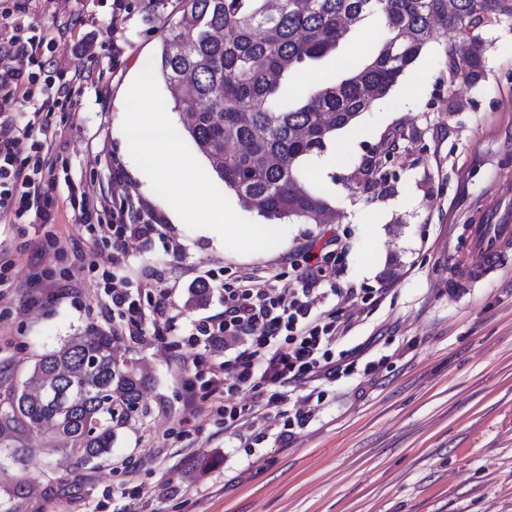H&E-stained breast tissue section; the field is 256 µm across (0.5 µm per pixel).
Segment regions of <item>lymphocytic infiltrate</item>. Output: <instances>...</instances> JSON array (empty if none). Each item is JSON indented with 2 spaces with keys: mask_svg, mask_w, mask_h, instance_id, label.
Masks as SVG:
<instances>
[{
  "mask_svg": "<svg viewBox=\"0 0 512 512\" xmlns=\"http://www.w3.org/2000/svg\"><path fill=\"white\" fill-rule=\"evenodd\" d=\"M30 0H6L0 18L7 21L9 36L0 37V222L51 224L55 214L48 201L55 189L56 130L35 126L24 110L36 104L41 112L72 113L89 72L84 64L57 65L53 52L57 38L26 24ZM72 209L82 222L108 213L107 225L121 247H129L154 229L147 221H134L129 210H105L87 193L71 194ZM349 243L333 236L321 245L306 246L304 268L297 285L289 290L252 275L224 286V310L202 324L199 335L206 345L222 344L224 360L210 364L205 382L210 394L261 388L259 401L240 407L224 401L226 433H236L242 422L280 421V439H292L309 425L312 403L323 400L320 385L351 376L356 370L372 373L376 361L356 346L337 350L352 324L339 320L335 310L319 311L317 300L334 296L344 304L359 299L357 289L336 285L338 263Z\"/></svg>",
  "mask_w": 512,
  "mask_h": 512,
  "instance_id": "f902f5d3",
  "label": "lymphocytic infiltrate"
}]
</instances>
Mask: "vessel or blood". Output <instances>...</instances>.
Returning <instances> with one entry per match:
<instances>
[{
  "instance_id": "obj_1",
  "label": "vessel or blood",
  "mask_w": 512,
  "mask_h": 512,
  "mask_svg": "<svg viewBox=\"0 0 512 512\" xmlns=\"http://www.w3.org/2000/svg\"><path fill=\"white\" fill-rule=\"evenodd\" d=\"M512 259V211L493 204L465 227L464 259L454 276L456 287H475Z\"/></svg>"
}]
</instances>
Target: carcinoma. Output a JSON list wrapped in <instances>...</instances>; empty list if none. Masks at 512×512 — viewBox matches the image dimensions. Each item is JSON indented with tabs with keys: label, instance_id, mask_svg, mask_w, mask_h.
<instances>
[{
	"label": "carcinoma",
	"instance_id": "carcinoma-1",
	"mask_svg": "<svg viewBox=\"0 0 512 512\" xmlns=\"http://www.w3.org/2000/svg\"><path fill=\"white\" fill-rule=\"evenodd\" d=\"M154 74L190 114L184 134L223 187L266 219L318 223L328 203L306 184L301 161L386 97L434 38L469 41L445 50L450 79L483 76L485 22H512V0H176ZM378 13L386 36L368 62L331 85L296 91L291 75L336 50L351 28ZM114 336H70L42 354L22 387L0 403V434L55 427L61 461L89 465L112 451L144 406L147 377L115 354ZM77 374L80 401L47 396L56 372Z\"/></svg>",
	"mask_w": 512,
	"mask_h": 512
}]
</instances>
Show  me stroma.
I'll return each mask as SVG.
<instances>
[{"label": "stroma", "mask_w": 512, "mask_h": 512, "mask_svg": "<svg viewBox=\"0 0 512 512\" xmlns=\"http://www.w3.org/2000/svg\"><path fill=\"white\" fill-rule=\"evenodd\" d=\"M29 22L45 33L71 22L117 41L123 60L103 51L88 60L79 113L39 114L60 128L57 219L1 224L0 254L15 265L0 285V400L21 387L37 356L68 336L98 328L144 368L148 415L118 436L95 467L63 465L50 439L15 432L0 444L22 449L0 458V512H512V269L476 288H449L464 227L512 185V22L482 26L485 71L477 83L449 80L445 41L433 39L383 99L327 145L329 180L307 183L335 212L328 224L282 221L285 244L240 254L216 232L173 223L167 202L132 159L122 123L126 87L160 50L169 11L131 0L112 17L107 0H32ZM386 33L380 15L354 27L335 54L308 63L311 83L332 82L363 63ZM399 132L385 181L366 182L363 166ZM79 186L104 205L125 200L152 215L146 242L116 248L111 234L81 223L67 201ZM333 235L350 249L336 279L380 294L355 309L337 350L367 345L384 363L326 384V403L294 439L245 425L225 434L215 401L187 421L184 382L204 373L189 342L205 317L224 309V285L242 274L295 285L290 254ZM69 273V297L31 305L33 261ZM127 281L146 315L138 329L113 318L103 271ZM206 278L209 296L190 301V283ZM170 321L154 318L153 301ZM213 459L206 470L195 468Z\"/></svg>", "instance_id": "1"}]
</instances>
